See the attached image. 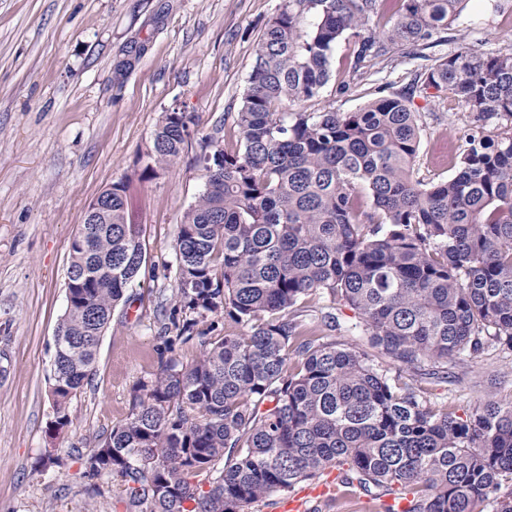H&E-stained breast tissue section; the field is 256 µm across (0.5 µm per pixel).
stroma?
I'll list each match as a JSON object with an SVG mask.
<instances>
[{
    "label": "stroma",
    "instance_id": "1",
    "mask_svg": "<svg viewBox=\"0 0 512 512\" xmlns=\"http://www.w3.org/2000/svg\"><path fill=\"white\" fill-rule=\"evenodd\" d=\"M284 0H0V512H124L117 490L93 495L86 457L131 409L134 387L164 349L183 212L205 188L204 157L233 140V121L267 21ZM512 44V0L493 11L469 0L446 48ZM353 45L340 41L318 97L282 111L354 112L371 88L399 89L425 59H398L349 75ZM130 62L125 76L115 69ZM350 81L347 92L338 85ZM415 171L450 177L470 114L454 94L418 91ZM198 123L170 167L146 173L164 112ZM125 186L129 223L142 227L145 262L112 313L95 371L53 418L54 334L66 310L71 243L87 204ZM415 385L428 406L467 417L486 400L512 403V350L486 349L448 365V379Z\"/></svg>",
    "mask_w": 512,
    "mask_h": 512
}]
</instances>
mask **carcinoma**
<instances>
[{
	"instance_id": "cac0c4a2",
	"label": "carcinoma",
	"mask_w": 512,
	"mask_h": 512,
	"mask_svg": "<svg viewBox=\"0 0 512 512\" xmlns=\"http://www.w3.org/2000/svg\"><path fill=\"white\" fill-rule=\"evenodd\" d=\"M395 9L385 25L379 19ZM467 0H286L254 50L236 112V142L205 156L207 186L183 214L176 285L160 368L133 389L129 416L85 460L93 491L112 480L126 512H249L339 471L336 501L395 489L405 512H512V404L489 399L469 418L435 411L368 352L309 335L299 310L312 295L353 312L347 331L402 370L445 366L489 346L512 350V48L469 45L435 57L413 83L450 90L471 117L446 181L414 175V88L355 112L276 111L319 95L336 44L350 69L444 44ZM315 23L303 34L299 19ZM194 117L163 114L151 165L173 164ZM71 245L67 302L54 356L53 421L88 383L112 310L144 262L112 186V223ZM224 316L241 331L194 333ZM199 339L191 363L175 344Z\"/></svg>"
}]
</instances>
